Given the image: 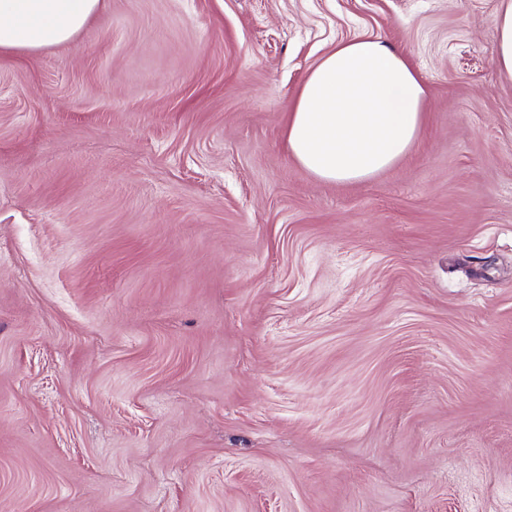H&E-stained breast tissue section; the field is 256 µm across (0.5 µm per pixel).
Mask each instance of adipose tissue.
Listing matches in <instances>:
<instances>
[{
  "label": "adipose tissue",
  "instance_id": "1",
  "mask_svg": "<svg viewBox=\"0 0 512 512\" xmlns=\"http://www.w3.org/2000/svg\"><path fill=\"white\" fill-rule=\"evenodd\" d=\"M102 0H0V52L70 41ZM494 66L512 82V0H500ZM425 90L403 55L373 36L339 43L311 69L284 121L288 149L326 182L370 179L406 155L424 127Z\"/></svg>",
  "mask_w": 512,
  "mask_h": 512
}]
</instances>
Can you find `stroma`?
<instances>
[{"label":"stroma","instance_id":"1","mask_svg":"<svg viewBox=\"0 0 512 512\" xmlns=\"http://www.w3.org/2000/svg\"><path fill=\"white\" fill-rule=\"evenodd\" d=\"M499 0H104L0 55V512H512ZM426 92L316 179L283 119L337 43Z\"/></svg>","mask_w":512,"mask_h":512}]
</instances>
